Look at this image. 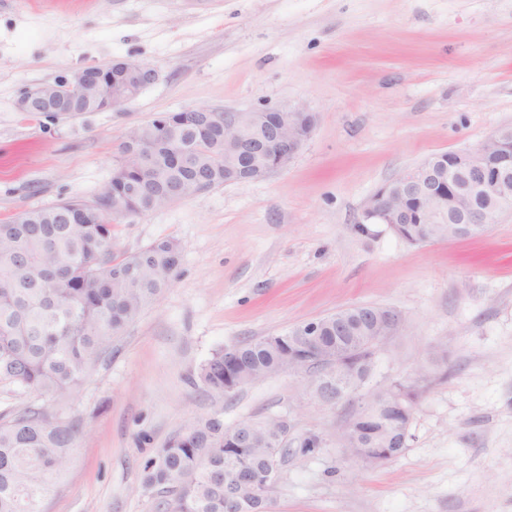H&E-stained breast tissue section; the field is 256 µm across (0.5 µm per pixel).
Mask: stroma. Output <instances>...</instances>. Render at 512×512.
Listing matches in <instances>:
<instances>
[{"instance_id":"1","label":"stroma","mask_w":512,"mask_h":512,"mask_svg":"<svg viewBox=\"0 0 512 512\" xmlns=\"http://www.w3.org/2000/svg\"><path fill=\"white\" fill-rule=\"evenodd\" d=\"M116 60L158 71L123 108L15 107L26 88ZM187 108H301L315 126L264 180L118 219L117 251L173 238L181 265L69 406L0 388L1 415L80 422L43 512H165L144 464L216 410L228 426L287 418L277 512H512V209L478 236L423 245L361 223L384 184L512 127V0H0V219L93 199L129 129ZM353 305L403 317L360 395L326 402L288 373L232 398L200 384L218 348ZM397 383L420 392L408 446L365 466L338 431L359 397ZM310 434L322 446L301 454Z\"/></svg>"}]
</instances>
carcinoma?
<instances>
[{"label":"carcinoma","instance_id":"cac0c4a2","mask_svg":"<svg viewBox=\"0 0 512 512\" xmlns=\"http://www.w3.org/2000/svg\"><path fill=\"white\" fill-rule=\"evenodd\" d=\"M114 84L87 98L85 112L121 105ZM157 119L130 130L120 143L121 164L92 201L62 200L0 222V386L20 387L67 402L106 350L112 337L168 288L181 264V248L162 239L132 252L114 251L112 221L165 207L179 189L192 198L224 184V157L233 149L224 128L203 137L186 156L172 153L153 169L137 154L153 148ZM410 244L448 239L446 224H393ZM386 311L361 306L343 311L344 337L336 319L322 318L321 335L336 365L358 381L369 377L376 350L371 329ZM301 340L285 332L236 344L230 365L220 348L201 365L199 380L209 391L231 395L277 369ZM418 392L397 383L375 394L379 409L354 413L341 436L366 465L379 448H407ZM250 443L229 438L215 411L190 422L144 465V487L164 498L167 512H269L270 496L252 494L240 476L277 482L288 456V420L269 417L237 425ZM79 424L35 409L0 417V512H42L43 499L67 466Z\"/></svg>","mask_w":512,"mask_h":512}]
</instances>
